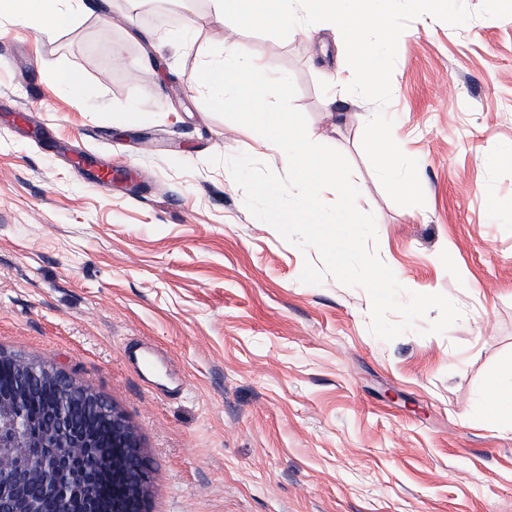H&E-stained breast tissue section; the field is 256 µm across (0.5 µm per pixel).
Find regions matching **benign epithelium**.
Masks as SVG:
<instances>
[{"instance_id": "obj_1", "label": "benign epithelium", "mask_w": 512, "mask_h": 512, "mask_svg": "<svg viewBox=\"0 0 512 512\" xmlns=\"http://www.w3.org/2000/svg\"><path fill=\"white\" fill-rule=\"evenodd\" d=\"M0 365L18 374L17 389L0 390V512H71L81 496V512H148L152 470L139 435L126 416L101 396L45 361L0 352ZM51 386L58 399L41 417L29 411V396ZM112 425V455L95 437L98 422ZM93 456L112 469V501L100 497L98 476L76 467Z\"/></svg>"}]
</instances>
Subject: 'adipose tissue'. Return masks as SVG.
<instances>
[{"instance_id": "ef3b65f1", "label": "adipose tissue", "mask_w": 512, "mask_h": 512, "mask_svg": "<svg viewBox=\"0 0 512 512\" xmlns=\"http://www.w3.org/2000/svg\"><path fill=\"white\" fill-rule=\"evenodd\" d=\"M91 0H0V12H7L47 38L91 13ZM477 412L489 423L512 426V371L490 379L479 391Z\"/></svg>"}]
</instances>
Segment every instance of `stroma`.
Returning <instances> with one entry per match:
<instances>
[{"mask_svg": "<svg viewBox=\"0 0 512 512\" xmlns=\"http://www.w3.org/2000/svg\"><path fill=\"white\" fill-rule=\"evenodd\" d=\"M95 3L53 40L0 18V350L124 413L153 469L149 512H512V431L475 411L512 370V18L464 0L466 24L424 14L402 34L385 112L425 194L402 207L362 148L375 105L329 98L331 30L279 40L198 0L193 40L171 48V0L134 17ZM227 42L294 79L309 134L352 165L379 258L462 311L446 333L422 319L382 341L364 288L300 282L318 252L258 223L224 160L286 169L188 82ZM67 146L130 176L103 189Z\"/></svg>", "mask_w": 512, "mask_h": 512, "instance_id": "1", "label": "stroma"}]
</instances>
